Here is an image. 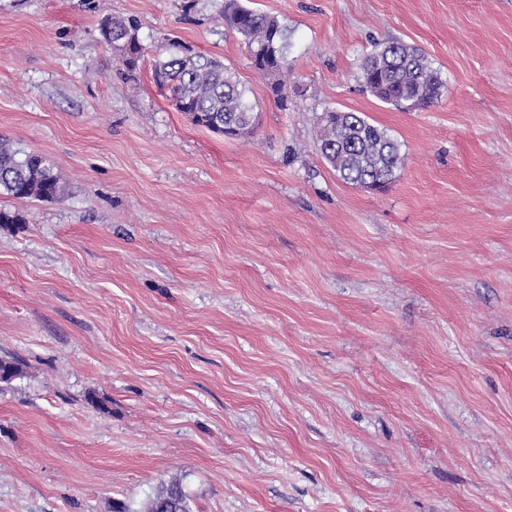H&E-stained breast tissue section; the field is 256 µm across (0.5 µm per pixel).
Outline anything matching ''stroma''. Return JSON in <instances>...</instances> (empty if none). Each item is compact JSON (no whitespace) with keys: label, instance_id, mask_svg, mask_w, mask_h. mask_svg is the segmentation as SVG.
<instances>
[{"label":"stroma","instance_id":"stroma-1","mask_svg":"<svg viewBox=\"0 0 512 512\" xmlns=\"http://www.w3.org/2000/svg\"><path fill=\"white\" fill-rule=\"evenodd\" d=\"M241 2L287 30V108L224 0H0V136L62 187L0 196V512H142L175 480L193 512H512V0ZM170 40L235 71L251 134L174 109ZM378 41L440 99L363 90ZM331 109L399 141L383 190L321 157ZM101 30L108 42H125L126 48H128V52L131 55L137 54L143 48L137 35V28L133 22L126 21L123 18L107 16L101 21ZM360 71L366 91L404 112L428 107L442 87L425 55L401 42L375 43L362 58Z\"/></svg>","mask_w":512,"mask_h":512}]
</instances>
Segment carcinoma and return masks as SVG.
<instances>
[{"mask_svg": "<svg viewBox=\"0 0 512 512\" xmlns=\"http://www.w3.org/2000/svg\"><path fill=\"white\" fill-rule=\"evenodd\" d=\"M221 19L239 34L253 67L263 76H275L269 84L276 102L288 100L279 77L288 71V35L278 19L248 8L240 0H224ZM101 30L109 42H125L131 55L140 52L136 26L123 18L107 16ZM152 77L170 89L174 107L197 126L227 136L254 130L257 113L246 88L224 62L173 42L153 60ZM361 81L374 97L410 112L429 106L440 95L438 72L419 49L401 43H376L360 64ZM320 151L325 161L349 184L381 190L404 165L400 144L388 132L359 112L327 110L319 117ZM61 193L59 179L45 160L16 148L0 137V195L15 199L50 201ZM144 512H192L190 500L179 482L149 497Z\"/></svg>", "mask_w": 512, "mask_h": 512, "instance_id": "carcinoma-1", "label": "carcinoma"}]
</instances>
